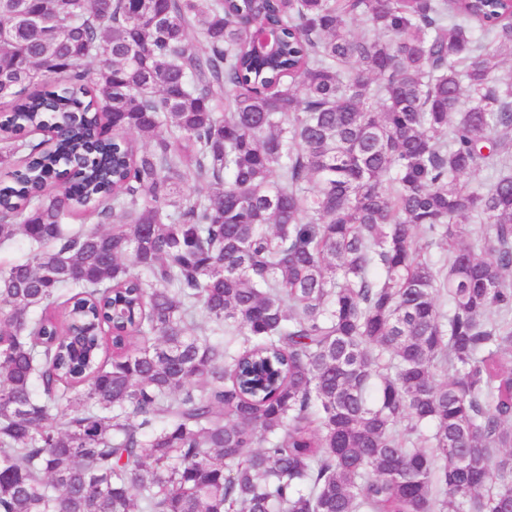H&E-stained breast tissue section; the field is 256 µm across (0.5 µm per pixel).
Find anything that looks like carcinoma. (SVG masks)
I'll return each mask as SVG.
<instances>
[{"mask_svg":"<svg viewBox=\"0 0 512 512\" xmlns=\"http://www.w3.org/2000/svg\"><path fill=\"white\" fill-rule=\"evenodd\" d=\"M504 54L512 0H0V512H512ZM252 41L255 52L262 57H271L278 51V43L275 34L262 27H256L252 33Z\"/></svg>","mask_w":512,"mask_h":512,"instance_id":"1","label":"carcinoma"}]
</instances>
